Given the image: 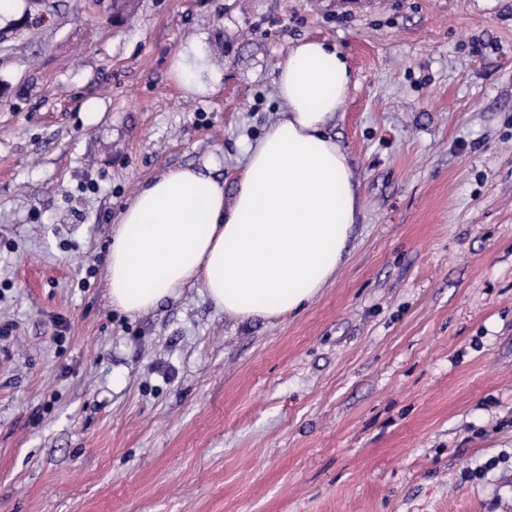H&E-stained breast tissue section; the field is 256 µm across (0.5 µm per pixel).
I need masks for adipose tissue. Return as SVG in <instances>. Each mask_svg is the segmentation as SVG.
<instances>
[{"label":"adipose tissue","instance_id":"obj_1","mask_svg":"<svg viewBox=\"0 0 512 512\" xmlns=\"http://www.w3.org/2000/svg\"><path fill=\"white\" fill-rule=\"evenodd\" d=\"M275 69L279 117L246 148L232 197L222 181L181 166L127 202L105 278L114 308L147 313L198 283L227 318L276 320L335 274L359 213L348 159L327 132L348 65L336 44L310 39Z\"/></svg>","mask_w":512,"mask_h":512}]
</instances>
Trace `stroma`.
<instances>
[{
  "instance_id": "obj_1",
  "label": "stroma",
  "mask_w": 512,
  "mask_h": 512,
  "mask_svg": "<svg viewBox=\"0 0 512 512\" xmlns=\"http://www.w3.org/2000/svg\"><path fill=\"white\" fill-rule=\"evenodd\" d=\"M105 9L0 23V512H512V0ZM305 39L351 73L335 275L274 321L198 284L113 309L125 203L187 165L232 195ZM193 44L203 96L170 75Z\"/></svg>"
}]
</instances>
